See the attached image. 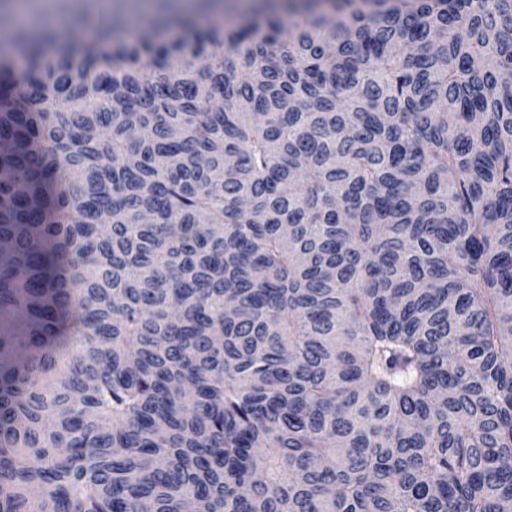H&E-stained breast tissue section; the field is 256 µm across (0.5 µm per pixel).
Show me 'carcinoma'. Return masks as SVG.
I'll list each match as a JSON object with an SVG mask.
<instances>
[{
  "label": "carcinoma",
  "mask_w": 512,
  "mask_h": 512,
  "mask_svg": "<svg viewBox=\"0 0 512 512\" xmlns=\"http://www.w3.org/2000/svg\"><path fill=\"white\" fill-rule=\"evenodd\" d=\"M0 512H512V0L14 32Z\"/></svg>",
  "instance_id": "cac0c4a2"
}]
</instances>
